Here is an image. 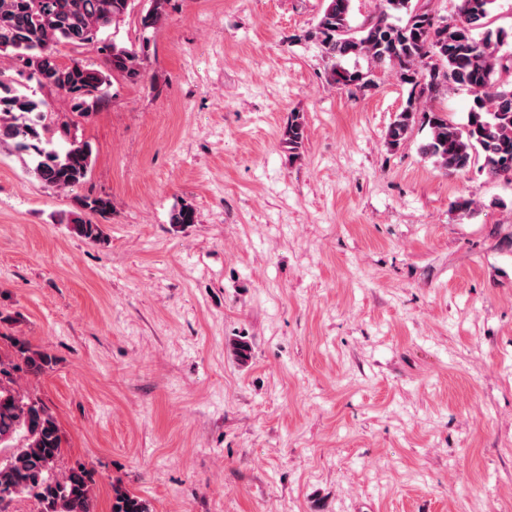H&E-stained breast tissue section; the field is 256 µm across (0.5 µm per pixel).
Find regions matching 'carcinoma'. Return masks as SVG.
Segmentation results:
<instances>
[{"label": "carcinoma", "mask_w": 512, "mask_h": 512, "mask_svg": "<svg viewBox=\"0 0 512 512\" xmlns=\"http://www.w3.org/2000/svg\"><path fill=\"white\" fill-rule=\"evenodd\" d=\"M132 0H0V58L19 63L40 86L63 93L72 111L87 116L103 96L112 74L131 80L144 72V58L132 43H105L101 29L118 24L129 13ZM354 0H325L322 14L311 32L331 62L332 83L348 90L370 84L369 73L344 67L349 57H365L375 65H387L416 88V96L395 115L386 142L397 147L417 122L428 125L430 137L423 153L441 169L465 172L472 165L491 178L512 183V52L502 51L512 38L502 28L488 27L486 19L496 0H459L458 20L442 24L432 12L412 0H381L377 16L358 25L351 22ZM169 0H150L142 17L143 27L158 24ZM399 15L401 23L389 18ZM99 46L107 69L88 68L74 60L63 64L58 47ZM429 67L418 78V67ZM466 88L472 105L462 123L448 113L422 109L417 102L430 101L444 87ZM49 103L18 87L15 78L0 69V146L11 144L32 156L29 172L46 187L76 190L91 172V144L72 139L57 148L51 139ZM306 139L304 113L290 112L281 130V144L292 159L302 155ZM80 213L71 220L72 232L90 242L104 240L102 225L82 217L85 212L104 216L111 201L102 196L78 198ZM195 208L183 203L170 216L172 224H193ZM51 357L16 341L13 354L0 357V512L3 504L21 495L34 498L38 512H95L92 477L83 465L57 476L61 435L52 413L40 402L16 388L17 373L38 374ZM112 512H151L150 504L121 485L113 486Z\"/></svg>", "instance_id": "cac0c4a2"}]
</instances>
